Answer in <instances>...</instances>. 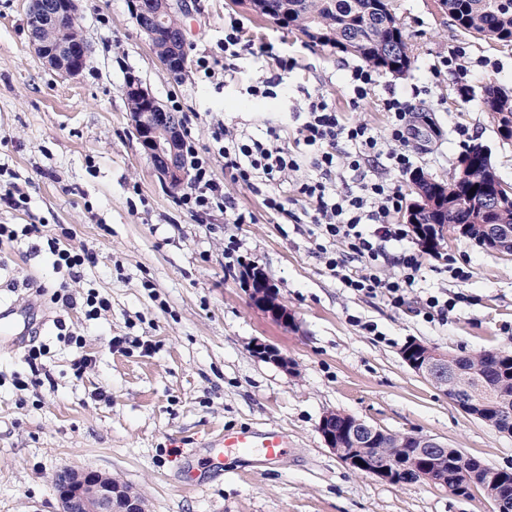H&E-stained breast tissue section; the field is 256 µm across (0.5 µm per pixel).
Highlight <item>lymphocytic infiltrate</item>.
<instances>
[{"label":"lymphocytic infiltrate","instance_id":"obj_1","mask_svg":"<svg viewBox=\"0 0 512 512\" xmlns=\"http://www.w3.org/2000/svg\"><path fill=\"white\" fill-rule=\"evenodd\" d=\"M381 108L393 116L383 137L374 134L366 124L344 122L339 113L322 100L309 101L306 120L297 134L299 142L314 151L312 164L318 177L303 182L299 193L314 207L313 222L322 239L318 250L325 256L328 270L344 287L369 295L380 294L397 304L405 290L412 287L421 268L417 253L404 252L396 259L401 268L400 276L384 278L377 272L386 243L401 240L405 235L400 225L389 221L392 211L401 205L398 188L375 180L364 183L356 193L339 195L330 189L336 172V151L343 141L353 147L347 155L350 170H360L363 165L381 158L387 159L398 170L410 167L411 159L405 145L409 132L406 116L411 107L408 102L390 96L382 100ZM214 142L218 154L224 159L225 169L250 189H257L261 184L268 186L269 192L264 198L266 208L285 213L281 196L271 192L270 187L286 180L289 172L297 169L298 158L283 145L279 129L271 127L264 138L244 140L221 128L215 132ZM190 156L194 182L190 192L181 196V205L195 214L224 209L230 211L233 223H252V215L236 211L231 198L225 196L223 186L214 179L209 155L194 149ZM337 243L345 246V253H352L366 262L369 273L351 271L344 259L345 253L334 251L333 246Z\"/></svg>","mask_w":512,"mask_h":512}]
</instances>
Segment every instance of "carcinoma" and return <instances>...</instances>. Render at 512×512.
Listing matches in <instances>:
<instances>
[{
  "label": "carcinoma",
  "instance_id": "1",
  "mask_svg": "<svg viewBox=\"0 0 512 512\" xmlns=\"http://www.w3.org/2000/svg\"><path fill=\"white\" fill-rule=\"evenodd\" d=\"M298 9L281 19V24L299 30L321 45H331L395 76L406 75L413 64V51L404 34V23L391 0H294ZM454 25L480 39L512 46V0H440ZM485 111L496 124L512 118V89L497 84L484 87ZM470 176L448 181V223L476 224L485 195L484 185L498 178L491 156L474 157ZM475 192H470L471 188ZM453 402L481 414L482 422L499 432L512 434V353L482 351L468 355H448V392ZM419 434H394L369 444L370 455H388L398 448L405 458L420 447ZM448 449V460L435 477L453 490L467 478ZM475 489L490 499L512 503V474L485 468L476 474Z\"/></svg>",
  "mask_w": 512,
  "mask_h": 512
}]
</instances>
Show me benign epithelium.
<instances>
[{
    "label": "benign epithelium",
    "mask_w": 512,
    "mask_h": 512,
    "mask_svg": "<svg viewBox=\"0 0 512 512\" xmlns=\"http://www.w3.org/2000/svg\"><path fill=\"white\" fill-rule=\"evenodd\" d=\"M137 14L146 16L154 23L163 22L175 11H184V0H137ZM252 10L262 17H273L288 12V0H252ZM77 0H31L28 12L29 39L36 54L49 66L72 77L83 72L89 60L92 48L84 39H71L59 33L56 39L48 41L44 33L55 27H61V21L76 16ZM125 92L140 104V110L132 118V125L145 153L152 162L154 172L160 181L173 189H179L186 183L188 168L182 162L181 131L164 105L153 96L137 79L126 83ZM412 205L406 214V223L417 224L419 220L413 214L431 215L436 211L448 209V187L429 176H422L411 184ZM491 196L482 210L494 214L503 203L504 193L512 195V185L501 180L490 188ZM495 227L493 232L484 235L485 249L491 252L512 255V226L508 224L487 223ZM253 303L273 320L279 323H292L288 309L276 301L262 299ZM253 352L260 358L272 362L287 364L278 350L270 345L259 343ZM409 367L421 377L436 385L448 384V355L429 348L420 359ZM321 434L327 446L340 456L350 468L369 473L384 481H395L403 471L412 470L418 478L436 482L433 471L442 461L441 450L445 444L430 437H423L425 463L417 465L409 460L398 467H390L378 457H365L362 448L383 430L362 420L354 422L347 435L351 448L336 447V420L334 414H326L320 426ZM60 498L67 501L69 512H143L141 497L130 488L118 485L112 477L95 471H83L66 468L56 478Z\"/></svg>",
    "instance_id": "7a95c632"
}]
</instances>
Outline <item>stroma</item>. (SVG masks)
Segmentation results:
<instances>
[{
  "instance_id": "obj_1",
  "label": "stroma",
  "mask_w": 512,
  "mask_h": 512,
  "mask_svg": "<svg viewBox=\"0 0 512 512\" xmlns=\"http://www.w3.org/2000/svg\"><path fill=\"white\" fill-rule=\"evenodd\" d=\"M189 3L187 68L178 81L140 34L131 0H83L77 25L92 54L76 77L33 51L29 0H0V181L27 196L19 210L0 205V224H40L49 237L70 229L68 245L95 257L70 293L78 299L94 288L112 304L96 320L78 303L64 307L53 294L66 274L47 244L0 245V300L24 331L17 345L0 334V512H62L56 476L65 468L109 473L137 491L148 512H493L479 491L460 500L428 481L392 484L351 470L326 445L320 424L339 411L512 472V434L465 414L401 356L413 340L457 355L511 352L512 256L457 237L441 254L420 252L416 284L401 305L344 288L316 249L311 206L297 197L299 183L316 175L309 155L272 187L293 221L236 182L218 155L213 177L254 221L232 223L220 209L189 213L132 132L125 83L138 77L200 151L220 126L256 139L277 126L285 146H294L307 92L344 121L381 134L392 117L378 101L396 94L411 105V169L360 176L342 168L331 187L344 193L361 179H384L407 202L413 172L448 180L477 142L512 184V144L498 138L481 105L487 83L512 87V47L463 32L435 0H393L414 63L402 77L379 74L371 98L356 105L348 77L360 58L258 16L248 0ZM231 17L276 54L234 60L231 79L206 78L198 63L223 59ZM280 55L295 62L284 78L288 93L251 96ZM450 56L459 69L442 67ZM231 241L241 265L224 257ZM245 263L268 274L294 324L253 306L240 279ZM456 267L469 277H454ZM430 295L456 304L446 317H428ZM70 333L84 338L83 349L67 342ZM115 337L121 344L113 348ZM258 343L275 347L287 366L257 357ZM39 344L49 354L36 373L26 354ZM82 353L93 363L79 374ZM243 426L286 432V456L269 468L256 455H228L213 468L211 441Z\"/></svg>"
}]
</instances>
